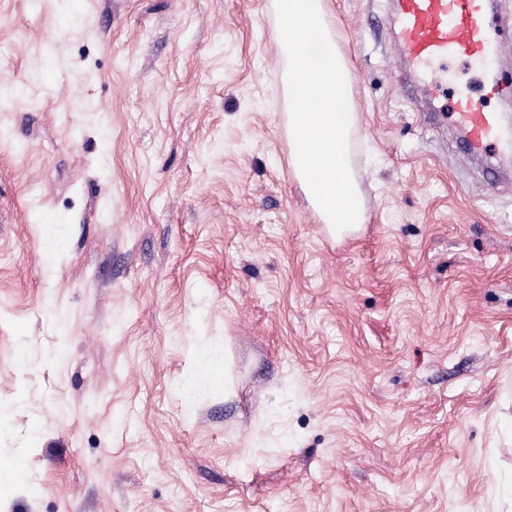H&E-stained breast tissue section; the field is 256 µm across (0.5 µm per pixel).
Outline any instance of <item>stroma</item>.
Segmentation results:
<instances>
[{
	"instance_id": "35a3bbf8",
	"label": "stroma",
	"mask_w": 512,
	"mask_h": 512,
	"mask_svg": "<svg viewBox=\"0 0 512 512\" xmlns=\"http://www.w3.org/2000/svg\"><path fill=\"white\" fill-rule=\"evenodd\" d=\"M366 222L288 167L272 0H0V512H507L512 152L326 0ZM501 51L445 85L512 80ZM217 354L196 384L197 352Z\"/></svg>"
}]
</instances>
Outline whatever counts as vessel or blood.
Returning a JSON list of instances; mask_svg holds the SVG:
<instances>
[{
  "mask_svg": "<svg viewBox=\"0 0 512 512\" xmlns=\"http://www.w3.org/2000/svg\"><path fill=\"white\" fill-rule=\"evenodd\" d=\"M399 22L396 40L403 61L426 67L451 58L478 61L499 51L500 26L488 0H394ZM465 130L464 143L474 153L498 139V116L467 87H458L452 112Z\"/></svg>",
  "mask_w": 512,
  "mask_h": 512,
  "instance_id": "b4317fda",
  "label": "vessel or blood"
}]
</instances>
